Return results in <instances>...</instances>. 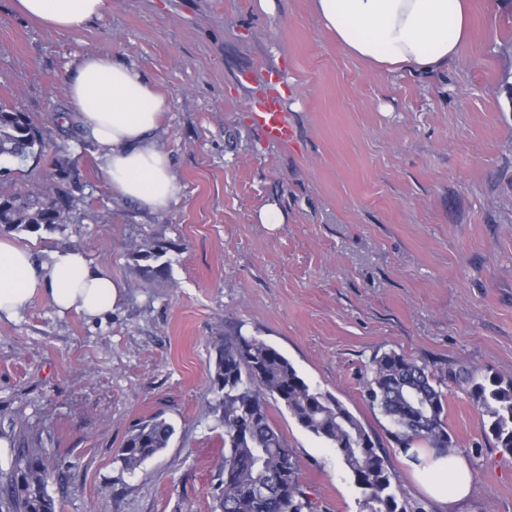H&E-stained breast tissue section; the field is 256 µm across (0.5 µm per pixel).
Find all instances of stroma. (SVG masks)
I'll return each instance as SVG.
<instances>
[{"instance_id":"35a3bbf8","label":"stroma","mask_w":512,"mask_h":512,"mask_svg":"<svg viewBox=\"0 0 512 512\" xmlns=\"http://www.w3.org/2000/svg\"><path fill=\"white\" fill-rule=\"evenodd\" d=\"M471 5L457 62L415 75L349 55L313 0H109L76 33L0 0V104L47 136L37 158H0V192L45 179L74 201L64 224L17 241L42 257L83 251L123 285L96 320L41 296L0 319V473L32 448L56 474L57 512H221L224 427L209 387L216 346L239 331L361 421L401 499L440 512L362 397L374 355L427 364L473 472L456 512H512V454L453 379H512V0L494 15ZM91 55L167 101L156 138L179 193L166 211L116 198L98 146L60 130ZM269 96L295 128L288 145L252 123L251 103ZM271 204L283 223H260ZM269 412L314 512H360L335 451L284 407ZM156 416L174 428L167 448L125 469V440Z\"/></svg>"}]
</instances>
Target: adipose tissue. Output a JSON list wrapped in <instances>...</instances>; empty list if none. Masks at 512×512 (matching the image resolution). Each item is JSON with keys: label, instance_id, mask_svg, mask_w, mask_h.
Returning a JSON list of instances; mask_svg holds the SVG:
<instances>
[{"label": "adipose tissue", "instance_id": "obj_1", "mask_svg": "<svg viewBox=\"0 0 512 512\" xmlns=\"http://www.w3.org/2000/svg\"><path fill=\"white\" fill-rule=\"evenodd\" d=\"M109 0H20L22 12L58 32H77ZM323 30L351 56L382 72L429 73L455 62L470 36L468 0H314ZM69 101L88 137L100 146L113 194L160 212L178 193L170 161L154 133L166 108L140 75L107 56H90L69 84ZM122 286L79 251L40 259L0 237V316L14 317L38 295L62 314L98 318L112 311ZM432 496L455 504L472 491L461 455L409 461Z\"/></svg>", "mask_w": 512, "mask_h": 512}]
</instances>
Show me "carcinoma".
Segmentation results:
<instances>
[{
  "mask_svg": "<svg viewBox=\"0 0 512 512\" xmlns=\"http://www.w3.org/2000/svg\"><path fill=\"white\" fill-rule=\"evenodd\" d=\"M44 134L24 112L0 105V156L26 161L41 153ZM73 204L58 191L25 188L0 193V233H35L63 223ZM362 395L388 419L389 437L407 452L425 444L435 456L452 447L443 419L442 379L426 364L395 352L374 356ZM481 408L483 433L512 453V380L477 382L454 375ZM210 391L219 398L224 457L219 500L222 512H311L288 440L272 424L269 400L281 404L300 427L333 448L362 491V512H422L399 502L384 457L363 424L333 395L311 387L272 345L240 332L224 335L216 348ZM174 429L154 417L123 444L121 461L133 471L167 447ZM10 477L0 482V512H56L42 486L54 473L29 448L20 449Z\"/></svg>",
  "mask_w": 512,
  "mask_h": 512,
  "instance_id": "carcinoma-1",
  "label": "carcinoma"
}]
</instances>
